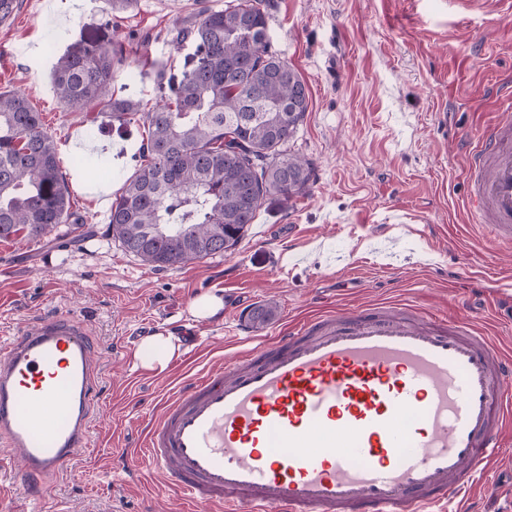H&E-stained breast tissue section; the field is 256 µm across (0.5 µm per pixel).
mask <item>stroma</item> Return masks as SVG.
<instances>
[{
    "label": "stroma",
    "mask_w": 512,
    "mask_h": 512,
    "mask_svg": "<svg viewBox=\"0 0 512 512\" xmlns=\"http://www.w3.org/2000/svg\"><path fill=\"white\" fill-rule=\"evenodd\" d=\"M18 0L0 26V91L27 93L58 149L73 211L86 242L47 236L0 241V337L27 322L76 310L90 321L103 371L102 409L90 448L28 501L0 468V512H181L166 478L142 465L122 469L163 398L226 356L323 310L407 303L476 330L512 352V247L469 223L466 149L499 109L491 98L512 78V17L463 19L440 0H266L272 49L309 88V108L291 144L308 160L306 195L269 198L235 251L154 270L107 236L109 209L85 186L102 178L119 195L138 164L142 120L105 124L96 135L56 97L49 44L58 49L104 32L106 0ZM225 0H137L121 14L130 52L113 78L116 93L154 102L149 66L182 67L168 42L176 22ZM104 149L107 165L74 167L80 146ZM224 299L221 319L189 307L203 294ZM276 316L249 320L258 305ZM180 338L176 364L138 365L146 331ZM502 454L477 474L470 512H512V431Z\"/></svg>",
    "instance_id": "obj_1"
}]
</instances>
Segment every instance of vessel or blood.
<instances>
[{"instance_id":"b4317fda","label":"vessel or blood","mask_w":512,"mask_h":512,"mask_svg":"<svg viewBox=\"0 0 512 512\" xmlns=\"http://www.w3.org/2000/svg\"><path fill=\"white\" fill-rule=\"evenodd\" d=\"M472 223L512 242V116L474 147ZM102 368L80 313L0 341V446L26 495L91 443ZM512 357L468 319L321 313L183 382L128 454L192 512H431L499 456Z\"/></svg>"}]
</instances>
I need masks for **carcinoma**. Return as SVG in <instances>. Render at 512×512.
<instances>
[{
    "mask_svg": "<svg viewBox=\"0 0 512 512\" xmlns=\"http://www.w3.org/2000/svg\"><path fill=\"white\" fill-rule=\"evenodd\" d=\"M252 41L242 38L245 25ZM170 42L191 47L183 67L154 72L151 107L112 92L128 59L125 43L81 41L55 55L52 82L73 112L126 124L140 117L141 163L112 202L108 232L122 250L155 270L236 249L272 196L307 193L309 162L288 150L308 111L298 72L272 50L264 0H231L176 24ZM71 211L55 140L24 92H0V241L56 231L87 233Z\"/></svg>",
    "mask_w": 512,
    "mask_h": 512,
    "instance_id": "obj_1",
    "label": "carcinoma"
}]
</instances>
